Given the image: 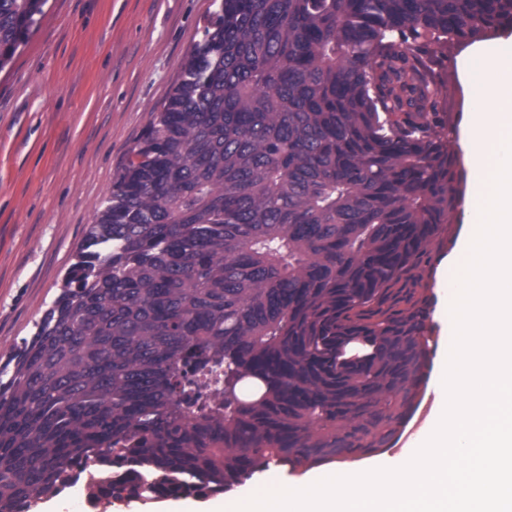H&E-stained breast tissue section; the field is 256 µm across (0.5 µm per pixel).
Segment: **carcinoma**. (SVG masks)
Returning <instances> with one entry per match:
<instances>
[{"instance_id":"cac0c4a2","label":"carcinoma","mask_w":512,"mask_h":512,"mask_svg":"<svg viewBox=\"0 0 512 512\" xmlns=\"http://www.w3.org/2000/svg\"><path fill=\"white\" fill-rule=\"evenodd\" d=\"M45 0H0V68ZM512 0H223L0 383V512L380 448L432 350L405 288L464 170L439 48Z\"/></svg>"}]
</instances>
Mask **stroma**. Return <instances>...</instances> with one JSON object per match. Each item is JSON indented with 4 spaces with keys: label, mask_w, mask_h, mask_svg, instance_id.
I'll return each mask as SVG.
<instances>
[{
    "label": "stroma",
    "mask_w": 512,
    "mask_h": 512,
    "mask_svg": "<svg viewBox=\"0 0 512 512\" xmlns=\"http://www.w3.org/2000/svg\"><path fill=\"white\" fill-rule=\"evenodd\" d=\"M214 0H47L0 70V365L34 336L112 188L182 75ZM460 47L448 57V129L461 149ZM469 205L429 247L418 297L436 309L439 264Z\"/></svg>",
    "instance_id": "obj_1"
}]
</instances>
